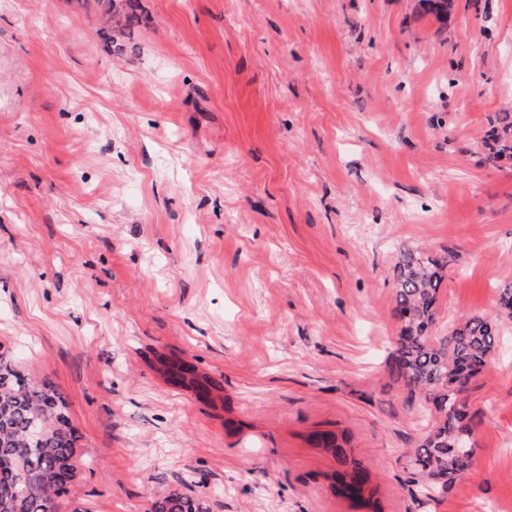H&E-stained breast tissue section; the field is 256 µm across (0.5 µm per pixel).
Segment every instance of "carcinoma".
Wrapping results in <instances>:
<instances>
[{
	"label": "carcinoma",
	"instance_id": "obj_1",
	"mask_svg": "<svg viewBox=\"0 0 512 512\" xmlns=\"http://www.w3.org/2000/svg\"><path fill=\"white\" fill-rule=\"evenodd\" d=\"M94 3L112 29L111 43L142 24L139 0ZM483 146L490 159L512 158L511 112L490 119ZM449 264L448 257L405 248L394 265L400 326L389 371L410 397L423 396L435 416L413 450L414 467L423 479L420 493L427 498L453 489L473 464L472 416L464 392L500 346L497 325L481 315L464 317L448 328V337L433 342L438 292ZM66 408V398L53 382L35 381L12 359L0 356V512H59V500L79 474L80 436ZM317 443L348 460L336 435L321 434ZM366 484L360 464L352 462L343 488L361 498ZM147 512H206V507L197 496L172 492L153 499Z\"/></svg>",
	"mask_w": 512,
	"mask_h": 512
}]
</instances>
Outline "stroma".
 <instances>
[{
  "label": "stroma",
  "instance_id": "35a3bbf8",
  "mask_svg": "<svg viewBox=\"0 0 512 512\" xmlns=\"http://www.w3.org/2000/svg\"><path fill=\"white\" fill-rule=\"evenodd\" d=\"M113 53L87 0H0V354L68 402L62 512H512V0H140ZM452 252L435 338L499 323L474 465L418 492L430 427L388 360L400 249ZM220 385L201 400L160 358ZM483 146L489 159L512 158V113L497 112L490 119ZM147 512H206V507L198 496L172 492L153 499Z\"/></svg>",
  "mask_w": 512,
  "mask_h": 512
}]
</instances>
